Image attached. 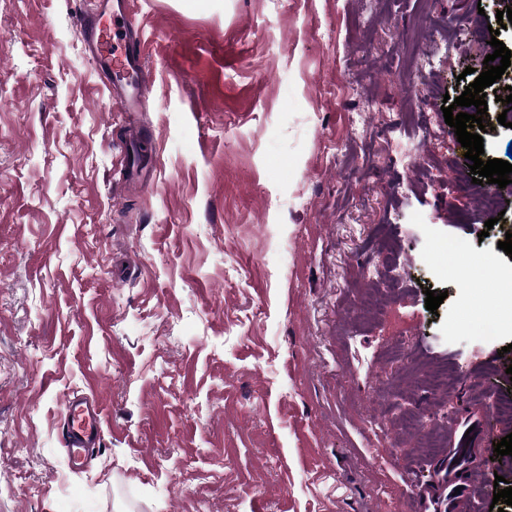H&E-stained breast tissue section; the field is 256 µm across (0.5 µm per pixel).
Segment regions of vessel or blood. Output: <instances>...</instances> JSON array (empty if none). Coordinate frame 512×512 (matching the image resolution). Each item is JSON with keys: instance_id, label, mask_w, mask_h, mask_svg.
Instances as JSON below:
<instances>
[{"instance_id": "1", "label": "vessel or blood", "mask_w": 512, "mask_h": 512, "mask_svg": "<svg viewBox=\"0 0 512 512\" xmlns=\"http://www.w3.org/2000/svg\"><path fill=\"white\" fill-rule=\"evenodd\" d=\"M108 11L83 13L81 26L86 35L85 51L95 63L103 85L114 105L121 111H139L151 85L152 73L142 63L138 25L126 17L122 49L110 54L103 49V37L109 26ZM103 417L95 396L75 395L65 404L62 423L64 446L72 464L100 447L103 441ZM486 434L482 425H475L471 434L452 429L448 432V455L440 463L444 488L447 492L444 512H466L473 491V477L483 464L481 449Z\"/></svg>"}]
</instances>
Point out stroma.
<instances>
[{
  "mask_svg": "<svg viewBox=\"0 0 512 512\" xmlns=\"http://www.w3.org/2000/svg\"><path fill=\"white\" fill-rule=\"evenodd\" d=\"M94 6L0 0V512H424L445 452L414 447L410 411L482 418L491 512L512 305L455 244L512 271V183L490 210L462 189L441 106L512 0H128L153 74L136 189L76 23ZM368 266L399 275L381 315ZM439 367L447 397L415 383ZM75 394L106 420L79 469ZM103 417L97 398L93 395H73L65 404L62 423L64 447L73 465L99 448L103 441Z\"/></svg>",
  "mask_w": 512,
  "mask_h": 512,
  "instance_id": "stroma-1",
  "label": "stroma"
}]
</instances>
